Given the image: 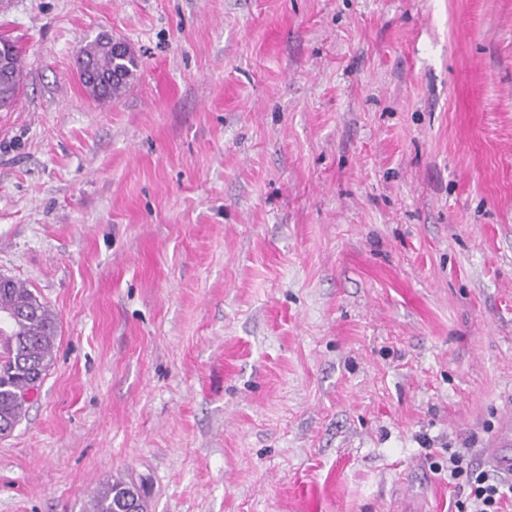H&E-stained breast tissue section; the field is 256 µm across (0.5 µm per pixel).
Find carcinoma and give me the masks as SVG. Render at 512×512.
<instances>
[{"mask_svg": "<svg viewBox=\"0 0 512 512\" xmlns=\"http://www.w3.org/2000/svg\"><path fill=\"white\" fill-rule=\"evenodd\" d=\"M79 55L100 78L119 73L111 83L85 85L90 95L107 101L122 93L138 68L133 50L115 56L95 39ZM19 48L0 37V106L13 100L20 81ZM58 336L56 315L22 283L4 277L0 283V430L12 432L24 414L28 394L38 389L54 362ZM138 496L123 482L107 483L96 494L92 512H124Z\"/></svg>", "mask_w": 512, "mask_h": 512, "instance_id": "obj_1", "label": "carcinoma"}]
</instances>
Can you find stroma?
Listing matches in <instances>:
<instances>
[{
    "label": "stroma",
    "instance_id": "stroma-1",
    "mask_svg": "<svg viewBox=\"0 0 512 512\" xmlns=\"http://www.w3.org/2000/svg\"><path fill=\"white\" fill-rule=\"evenodd\" d=\"M0 275L59 322L0 512H454L512 412V0H0ZM101 35L118 98L77 77ZM0 106L13 100L20 81L21 56L19 48L8 38L0 37ZM100 39L101 38H97L81 48L78 61L81 59V56L86 57L80 69V77L85 82L95 81V74L91 69H88L85 63L90 65L100 78L111 76L112 71L113 73L119 72V74L116 75L119 76V78L111 83L102 84L98 82V84H84V87L90 95L98 100L107 101L121 94L129 81L133 79L138 68V58L128 45V52H125L126 45L123 41L117 39L110 40L112 46L111 50L103 48L100 44ZM112 52L119 56H112ZM138 496V508L145 512V501L140 502L137 490L123 482L107 483L96 494L92 512H117L130 508Z\"/></svg>",
    "mask_w": 512,
    "mask_h": 512
}]
</instances>
